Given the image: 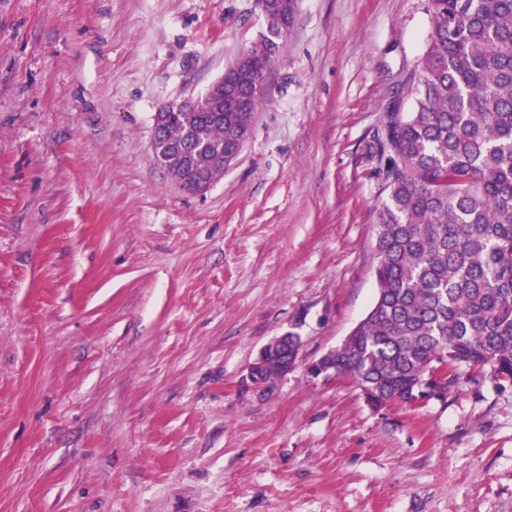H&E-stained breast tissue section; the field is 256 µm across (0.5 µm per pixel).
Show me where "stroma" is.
<instances>
[{
	"instance_id": "obj_1",
	"label": "stroma",
	"mask_w": 512,
	"mask_h": 512,
	"mask_svg": "<svg viewBox=\"0 0 512 512\" xmlns=\"http://www.w3.org/2000/svg\"><path fill=\"white\" fill-rule=\"evenodd\" d=\"M427 6L297 0L192 193L154 116L259 37L256 0H0V512H512V383L374 411L305 370L375 300V139ZM287 331L298 366L255 387Z\"/></svg>"
}]
</instances>
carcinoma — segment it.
Listing matches in <instances>:
<instances>
[{
	"instance_id": "obj_1",
	"label": "carcinoma",
	"mask_w": 512,
	"mask_h": 512,
	"mask_svg": "<svg viewBox=\"0 0 512 512\" xmlns=\"http://www.w3.org/2000/svg\"><path fill=\"white\" fill-rule=\"evenodd\" d=\"M432 28L411 74L413 106L376 138L387 192L377 217V295L336 354L377 404L411 405L433 366L492 367L512 382V0H428ZM266 30L153 138L207 183L237 159L296 0H271ZM224 97V111L211 103Z\"/></svg>"
}]
</instances>
